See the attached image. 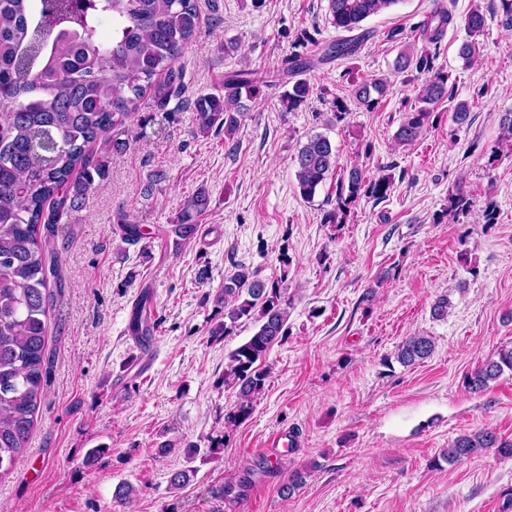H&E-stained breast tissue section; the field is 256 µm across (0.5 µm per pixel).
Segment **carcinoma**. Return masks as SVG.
Instances as JSON below:
<instances>
[{"instance_id": "cac0c4a2", "label": "carcinoma", "mask_w": 512, "mask_h": 512, "mask_svg": "<svg viewBox=\"0 0 512 512\" xmlns=\"http://www.w3.org/2000/svg\"><path fill=\"white\" fill-rule=\"evenodd\" d=\"M328 2L333 24L350 31L396 0ZM105 17L112 21L107 43L99 36ZM450 21L446 11H436L423 23L422 35L434 43ZM464 27L467 39L459 54L469 59L484 34L485 14L472 10ZM199 29L196 0H84L79 7L72 0H0V106L7 108L0 114V475L25 452L46 394V292L57 256L42 239L41 226L69 223L112 160L128 149L129 122L146 100L163 110L181 93L176 62ZM356 48L353 39L338 40L325 56L347 57ZM411 67L429 77L417 94L420 106L406 113L395 133L404 146L425 134L430 107L448 97V74L434 69L432 55L402 53L397 69ZM311 92L309 82L297 80L281 102L294 108ZM387 92V81L376 78L356 84L353 98L371 109ZM258 93L251 73L240 71L198 96L193 102L198 132L234 135L246 115L245 101ZM296 162L299 192L310 200L336 170V153L327 137L314 135L298 150ZM390 186V176H370L353 165L337 182L338 211L362 196L383 200ZM209 205L202 187L186 201L169 229L175 247L196 238V219ZM469 205L461 188L448 197V211L455 214ZM217 300L224 304V319L210 328L211 337L230 335L243 318L255 324L254 333L227 355L224 365V383L238 388L235 410L225 421L236 424L251 414L264 390L270 349L288 336V299L277 283L241 266L224 280ZM147 303L144 294L129 323L132 336L143 340L157 328L145 313ZM433 351L430 337L409 336L398 346L396 360L408 367ZM507 370L512 372V348L499 350L467 374V388L481 393ZM491 451L512 457V440L481 429L454 439L440 457L454 465Z\"/></svg>"}]
</instances>
